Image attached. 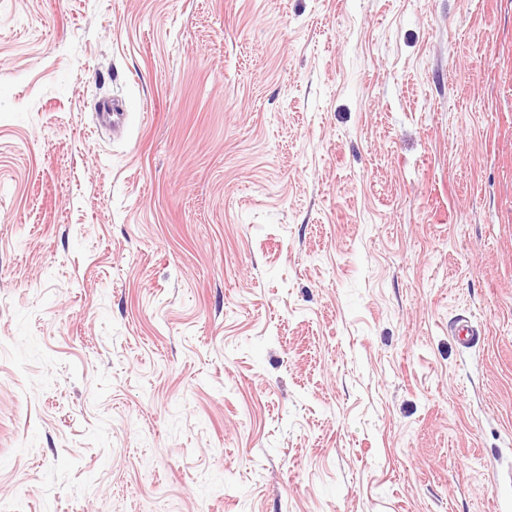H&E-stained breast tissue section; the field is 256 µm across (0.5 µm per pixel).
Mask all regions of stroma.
Listing matches in <instances>:
<instances>
[{
  "mask_svg": "<svg viewBox=\"0 0 512 512\" xmlns=\"http://www.w3.org/2000/svg\"><path fill=\"white\" fill-rule=\"evenodd\" d=\"M510 471L512 0H0V507L512 512Z\"/></svg>",
  "mask_w": 512,
  "mask_h": 512,
  "instance_id": "1",
  "label": "stroma"
}]
</instances>
